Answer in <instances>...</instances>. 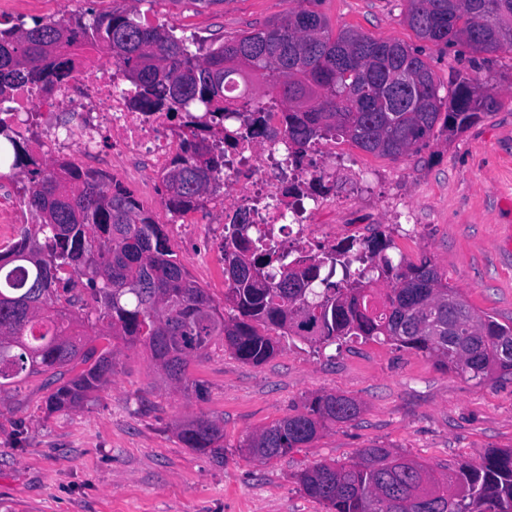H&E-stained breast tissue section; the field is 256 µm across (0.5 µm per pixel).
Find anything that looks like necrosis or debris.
I'll return each mask as SVG.
<instances>
[{
	"label": "necrosis or debris",
	"instance_id": "obj_1",
	"mask_svg": "<svg viewBox=\"0 0 512 512\" xmlns=\"http://www.w3.org/2000/svg\"><path fill=\"white\" fill-rule=\"evenodd\" d=\"M61 92L58 98L40 97L27 88L14 93L15 112L37 103L45 107L39 129L21 127V137L37 136L47 150L75 151L84 161L113 166L129 179L136 172L126 166L127 158L144 160L149 174L159 178L182 155L184 127L175 126L169 113L130 109L118 67H77ZM59 102L65 104V111L53 113ZM259 108L266 134L258 139H241L240 119L224 117V189L207 199L204 210L223 213L228 220L246 214L261 233L274 238L287 234V249L306 255L318 247L320 239H335L333 225L321 223L320 217L335 210L336 198L329 193L299 197L288 188L334 177L336 170L307 160L289 163L279 100L265 97Z\"/></svg>",
	"mask_w": 512,
	"mask_h": 512
}]
</instances>
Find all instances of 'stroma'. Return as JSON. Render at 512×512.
Listing matches in <instances>:
<instances>
[{"label": "stroma", "instance_id": "35a3bbf8", "mask_svg": "<svg viewBox=\"0 0 512 512\" xmlns=\"http://www.w3.org/2000/svg\"><path fill=\"white\" fill-rule=\"evenodd\" d=\"M407 0H315L332 30L356 29L417 48L440 89L461 72L497 93L501 106L466 132L435 137L394 160L356 151L367 196L344 169L331 186L352 225L383 230L393 260L430 256L481 314L512 322V50L475 60L461 47L418 40ZM135 8L204 45L286 15L290 0H0V26L66 20ZM127 188L156 223L170 227L161 181ZM177 259L216 303L224 301L221 244L208 223L170 236ZM71 376L24 373L0 396V512H328L297 477L319 462H345L382 445L436 474L491 448H512V379L471 380L408 349L352 339L322 348L281 338L255 366L214 339L188 370L196 390L169 388L144 347L118 345L108 383L82 406L47 412L52 390ZM344 394L359 416L332 425L304 447L267 461L245 456L253 433L295 414L306 398ZM222 422L221 450L199 453L177 438L179 421Z\"/></svg>", "mask_w": 512, "mask_h": 512}]
</instances>
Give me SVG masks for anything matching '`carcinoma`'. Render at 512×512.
Here are the masks:
<instances>
[{"label":"carcinoma","instance_id":"cac0c4a2","mask_svg":"<svg viewBox=\"0 0 512 512\" xmlns=\"http://www.w3.org/2000/svg\"><path fill=\"white\" fill-rule=\"evenodd\" d=\"M298 0L279 21L204 47L132 12L66 22L33 20L0 29V101L20 86L50 93L72 69L73 47L107 50L130 83V104L177 116L198 112L185 155L163 177L166 203L178 212L219 187L224 153L205 136L233 112L245 138L265 135L257 112H241L240 96L270 87L285 113L283 136L299 162L321 140L342 139L377 156L399 158L436 134L450 139L500 107L496 94L468 77L439 95L421 55L394 39L353 29L332 34L326 18ZM404 21L420 40L472 53L512 49V0H408ZM412 84L399 89L393 72ZM28 176L23 197L39 222L0 250V393L21 373L83 365L47 397L49 410L75 408L112 374L114 350L98 339H120L150 352L160 375L188 388V368L211 341L224 339L238 359L259 365L277 351L273 335L331 344L347 337L382 340L413 350L439 367L477 381L512 377V324L478 313L429 258L394 262L391 240L378 231L357 247L291 257L281 244L252 237L246 216L224 225V307L177 260L162 225L131 192L92 170L44 162L0 118V179ZM369 253L358 274L355 252ZM344 257L342 278L329 267ZM89 291L92 307L80 291ZM69 294L61 299L60 292ZM360 404L319 394L303 410L263 428L243 444L259 460L311 443L328 425L354 420ZM179 441L196 452L222 448L224 430L207 416L177 424ZM383 446L362 449L341 464L303 470L304 493L330 512H512V448L489 450L439 477Z\"/></svg>","mask_w":512,"mask_h":512}]
</instances>
